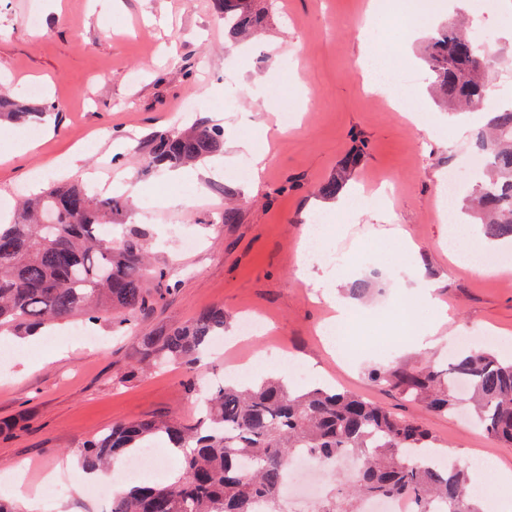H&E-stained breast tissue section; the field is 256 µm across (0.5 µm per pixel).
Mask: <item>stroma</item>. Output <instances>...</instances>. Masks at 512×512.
I'll use <instances>...</instances> for the list:
<instances>
[{"label": "stroma", "instance_id": "35a3bbf8", "mask_svg": "<svg viewBox=\"0 0 512 512\" xmlns=\"http://www.w3.org/2000/svg\"><path fill=\"white\" fill-rule=\"evenodd\" d=\"M267 21L259 36L236 44L213 0H0V89L21 96L43 85L55 109L47 117L53 133L39 136L35 151L20 154L21 124H0V205L36 194L69 179L68 162L80 163L95 181L136 182L139 208L126 223L145 229L157 265L170 269L175 291L140 315L126 335L109 323L94 325L97 344H87L66 324L53 345L37 344L0 360V421L16 422L0 436V497L6 479L21 474L51 512H106L86 492L78 450L83 442L119 421L147 417L194 419L223 375L228 361H259L266 374L297 384L296 365L325 382L407 418L421 420L448 444L463 465L487 462L512 472V446L499 444L472 425L467 407L457 415H434L396 392L378 389L369 372L430 361L446 364L463 339L486 340L512 351V250L481 237L475 218L462 227L473 249L497 255L499 269L486 273L448 249L451 213H461L465 196L451 210H435L448 168L462 184L472 179L470 160L492 109L454 112L438 103L423 60L427 35H406L402 70L416 75L424 106L419 121L391 110L369 94L358 64L362 41L357 20L369 0H257ZM432 27L462 15L489 39L496 67L488 72L494 95H512L500 76L512 74V7L497 4L489 14L438 0ZM39 28L22 26L29 11ZM199 107L184 111L185 99ZM299 108L289 128L279 123L284 100ZM220 125L225 138L246 137L271 150L257 187L238 177L247 153H229L231 170L210 176L209 162L186 169L172 182L163 169H143L142 157L159 133L194 125ZM360 162L346 193L373 194L383 177L399 187L389 199V219L377 220L336 206L316 194L352 153ZM235 220L225 223V207ZM331 216L324 245L340 255L328 265L340 293L356 282L368 290L353 303L358 310L350 349L328 344L321 333L334 314L321 289L300 278L304 232L312 213ZM402 229L418 252L410 262L390 256L389 232ZM196 240L184 249L182 238ZM421 279L435 287L436 304L399 288ZM410 296L409 316L383 320L382 304ZM220 307L236 333L243 312L261 316L288 353L270 360L260 339L230 352L210 355L194 368L179 365L146 371L138 365L141 337L182 324L199 311ZM448 322L427 350L410 337L427 330L439 315ZM61 359H53L57 350Z\"/></svg>", "mask_w": 512, "mask_h": 512}]
</instances>
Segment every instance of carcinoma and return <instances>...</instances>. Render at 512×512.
I'll list each match as a JSON object with an SVG mask.
<instances>
[{"mask_svg":"<svg viewBox=\"0 0 512 512\" xmlns=\"http://www.w3.org/2000/svg\"><path fill=\"white\" fill-rule=\"evenodd\" d=\"M232 37H247L263 22L252 0H214ZM426 64L434 87L450 105L474 108L488 94L489 64L478 37L448 26L431 37ZM46 110L0 95V116L37 123ZM216 125L173 129L156 135L145 162L149 168H181L221 149ZM476 152L487 157L486 177L472 185L481 214V235L512 243V109L495 113L489 131L477 137ZM359 155L345 160L316 193L334 198L355 170ZM132 210L121 196H90L76 182L57 183L19 202L8 224H0V333L24 336L82 315L108 321L121 331L153 304L149 279L177 283L151 261L146 233L118 223ZM224 309L210 308L190 321L140 339V364L162 369L196 363L210 341L224 333ZM371 379L401 392L434 414L456 409L454 382L469 385L475 422L495 439L512 445V358L486 349L464 348L444 367L374 369ZM161 438L181 451L187 477L175 483L142 484L112 498L108 512H288L281 490L287 462L304 448L329 468L346 454L361 460L358 476L325 498L320 512H357L363 498H406L411 512H482L470 495L468 469L429 458L444 444L422 423L333 387L290 389L266 376L215 386L201 416L144 418L116 423L80 446L84 469H102Z\"/></svg>","mask_w":512,"mask_h":512,"instance_id":"cac0c4a2","label":"carcinoma"}]
</instances>
